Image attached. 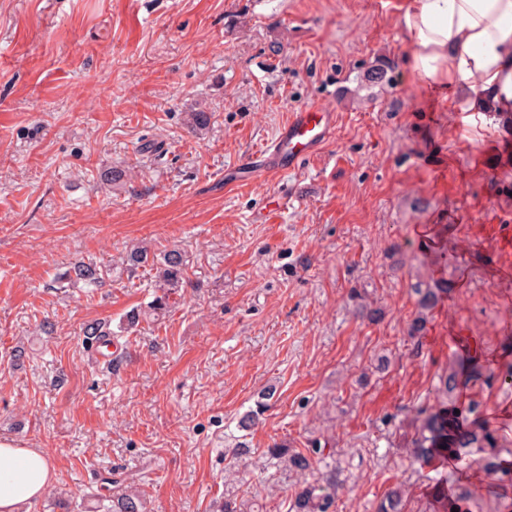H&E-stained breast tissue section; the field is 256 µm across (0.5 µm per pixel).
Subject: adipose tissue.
<instances>
[{"mask_svg": "<svg viewBox=\"0 0 512 512\" xmlns=\"http://www.w3.org/2000/svg\"><path fill=\"white\" fill-rule=\"evenodd\" d=\"M416 83L454 99L462 125L512 128V0H410L400 16ZM40 448L0 439V512H31L54 484Z\"/></svg>", "mask_w": 512, "mask_h": 512, "instance_id": "1", "label": "adipose tissue"}]
</instances>
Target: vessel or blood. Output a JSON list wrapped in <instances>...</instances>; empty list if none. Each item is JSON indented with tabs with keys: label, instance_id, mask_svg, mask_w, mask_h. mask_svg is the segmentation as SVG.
Wrapping results in <instances>:
<instances>
[{
	"label": "vessel or blood",
	"instance_id": "obj_1",
	"mask_svg": "<svg viewBox=\"0 0 512 512\" xmlns=\"http://www.w3.org/2000/svg\"><path fill=\"white\" fill-rule=\"evenodd\" d=\"M336 114L318 103L292 113L276 139L243 162L246 176L259 179L282 175L316 156L334 136Z\"/></svg>",
	"mask_w": 512,
	"mask_h": 512
}]
</instances>
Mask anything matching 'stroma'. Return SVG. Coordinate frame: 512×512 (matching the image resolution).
Listing matches in <instances>:
<instances>
[{
	"mask_svg": "<svg viewBox=\"0 0 512 512\" xmlns=\"http://www.w3.org/2000/svg\"><path fill=\"white\" fill-rule=\"evenodd\" d=\"M408 3L0 0V438L57 468L32 512H94L109 474L147 512H213L228 490L247 512H288L317 474L267 450L316 439L347 476L338 512H375L397 484L405 512H448L460 481L493 512L479 463L422 467L411 449L458 340L512 369V134L460 128L416 87ZM314 102L336 112L314 159L225 186ZM108 169L121 177L105 186ZM133 243L180 250L188 274L164 316L128 330L155 293V270L126 266ZM78 259L111 266V282L64 279ZM417 282L448 290L413 338ZM102 320L122 346L109 365L82 344ZM473 398L512 443V389L471 384L458 407Z\"/></svg>",
	"mask_w": 512,
	"mask_h": 512,
	"instance_id": "35a3bbf8",
	"label": "stroma"
}]
</instances>
